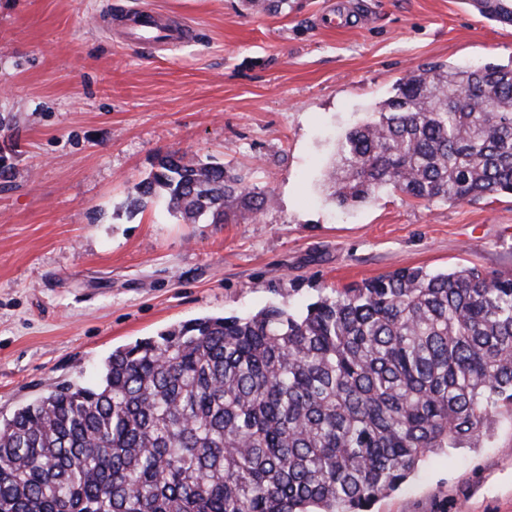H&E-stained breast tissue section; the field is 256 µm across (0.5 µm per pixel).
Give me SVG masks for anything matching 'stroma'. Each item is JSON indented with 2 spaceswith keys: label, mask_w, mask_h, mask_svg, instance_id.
<instances>
[{
  "label": "stroma",
  "mask_w": 512,
  "mask_h": 512,
  "mask_svg": "<svg viewBox=\"0 0 512 512\" xmlns=\"http://www.w3.org/2000/svg\"><path fill=\"white\" fill-rule=\"evenodd\" d=\"M344 6L348 30L323 27ZM191 25L132 43L126 13ZM512 63V26L469 0H0V416L95 380L113 349L205 316L302 307L402 268L512 271V195L340 209V136L424 63ZM223 164L273 202L187 224L131 207L158 154ZM371 512H512V424L441 451Z\"/></svg>",
  "instance_id": "1"
}]
</instances>
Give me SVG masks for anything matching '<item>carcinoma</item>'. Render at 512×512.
I'll return each mask as SVG.
<instances>
[{"instance_id": "cac0c4a2", "label": "carcinoma", "mask_w": 512, "mask_h": 512, "mask_svg": "<svg viewBox=\"0 0 512 512\" xmlns=\"http://www.w3.org/2000/svg\"><path fill=\"white\" fill-rule=\"evenodd\" d=\"M512 24V0H474ZM345 134L340 207L512 194V63L429 65ZM191 224L270 195L166 153L136 186ZM512 422V273L402 269L303 309L174 326L0 419V512H370L430 454Z\"/></svg>"}]
</instances>
